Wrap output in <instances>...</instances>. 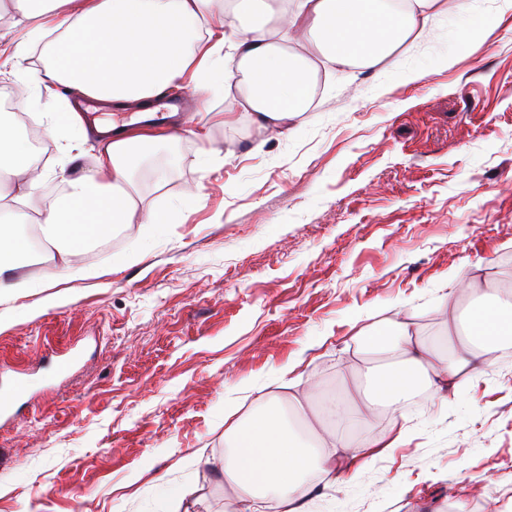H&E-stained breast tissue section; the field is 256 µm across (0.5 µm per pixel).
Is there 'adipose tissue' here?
<instances>
[{"label": "adipose tissue", "mask_w": 512, "mask_h": 512, "mask_svg": "<svg viewBox=\"0 0 512 512\" xmlns=\"http://www.w3.org/2000/svg\"><path fill=\"white\" fill-rule=\"evenodd\" d=\"M11 20L0 27V69L19 75L30 92L65 89L64 111L47 110L44 130L60 145L63 195L49 202L46 173L11 114H0V171L19 192L0 209V275L17 269L29 249L22 233L37 225L57 275L84 277L78 256L90 244L132 224L165 223L140 207L133 171L143 153L165 142L150 128L87 127L83 102L142 116L158 109L172 87L204 95L214 84L238 80V107L257 127L279 136L308 107L314 58L373 69L406 42L418 39L436 15L462 9V0H8ZM40 51L44 65L26 61ZM97 146L93 171L73 169L87 143ZM471 296L460 314L457 299ZM448 325L436 338L420 334L411 317L353 336L347 372L364 378L349 401L323 411L336 430L306 440L293 422L318 389L303 376L280 379L278 390L249 412L229 403L224 431L225 489L246 512H311L316 484L349 480L379 450L408 433L406 408L420 389L460 385L499 349L512 345V294L464 277L448 299ZM388 417L391 434L354 436Z\"/></svg>", "instance_id": "adipose-tissue-1"}]
</instances>
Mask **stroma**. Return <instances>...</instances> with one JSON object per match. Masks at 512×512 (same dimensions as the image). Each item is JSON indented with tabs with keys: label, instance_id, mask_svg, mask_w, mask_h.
<instances>
[{
	"label": "stroma",
	"instance_id": "obj_1",
	"mask_svg": "<svg viewBox=\"0 0 512 512\" xmlns=\"http://www.w3.org/2000/svg\"><path fill=\"white\" fill-rule=\"evenodd\" d=\"M321 74L276 138L213 88L203 106L233 116L211 131L220 156L185 132L161 144L135 182L169 223L84 251L93 277L25 261L0 279L35 282L0 298V512H238L194 462L223 460L226 400L252 409L287 364L340 384L353 336L400 312L439 335L456 279H512V0H470L378 68ZM411 402L405 444L316 487L313 512L512 498L511 352Z\"/></svg>",
	"mask_w": 512,
	"mask_h": 512
}]
</instances>
